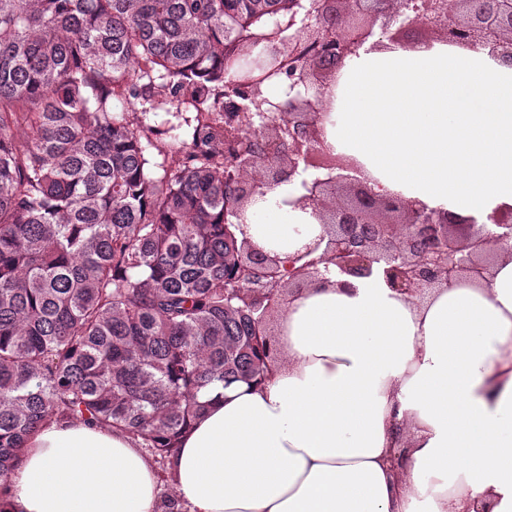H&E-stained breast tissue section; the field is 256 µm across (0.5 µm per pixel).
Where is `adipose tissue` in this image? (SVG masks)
Wrapping results in <instances>:
<instances>
[{
  "label": "adipose tissue",
  "mask_w": 512,
  "mask_h": 512,
  "mask_svg": "<svg viewBox=\"0 0 512 512\" xmlns=\"http://www.w3.org/2000/svg\"><path fill=\"white\" fill-rule=\"evenodd\" d=\"M326 149L375 191L487 232L512 206V66L440 41L363 47L320 114ZM299 180L246 210L238 239L305 250L327 225L291 206ZM489 275L405 297L335 273L285 301L281 358L212 398L162 494L129 436L82 420L28 439L9 512H512V240ZM406 451L403 469L388 462Z\"/></svg>",
  "instance_id": "obj_1"
}]
</instances>
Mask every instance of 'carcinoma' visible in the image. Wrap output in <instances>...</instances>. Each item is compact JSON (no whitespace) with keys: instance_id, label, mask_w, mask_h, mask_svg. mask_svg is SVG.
Masks as SVG:
<instances>
[{"instance_id":"1","label":"carcinoma","mask_w":512,"mask_h":512,"mask_svg":"<svg viewBox=\"0 0 512 512\" xmlns=\"http://www.w3.org/2000/svg\"><path fill=\"white\" fill-rule=\"evenodd\" d=\"M320 9L0 0V505L49 422L124 432L172 474L204 396L278 360L288 270L254 288L239 176L242 157L253 173L292 147L291 101L273 111L264 89L302 63L288 24ZM162 109L177 122L143 121Z\"/></svg>"}]
</instances>
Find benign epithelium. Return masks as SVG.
<instances>
[{"mask_svg":"<svg viewBox=\"0 0 512 512\" xmlns=\"http://www.w3.org/2000/svg\"><path fill=\"white\" fill-rule=\"evenodd\" d=\"M483 0H423L418 12L406 0H323V8L336 14V39L332 46L340 55L357 52L367 42L405 44L409 30L423 25L436 40L450 46L483 48L491 57L512 63V0H498L494 14L483 10ZM292 33L305 34L306 42H326L318 20L306 14L295 21ZM294 110L288 130L296 146L287 163L272 173L298 170L312 174L302 182L303 194L294 204L311 207L327 234L314 245L292 256L300 260L322 250L333 260L336 274L368 277L380 273L386 284L400 294L424 296L431 289L462 277L481 279L496 258L493 243L512 239V209L489 216L500 232L488 234L485 225L470 219L463 223L451 217L380 194L359 177L356 162L338 155L328 161L329 151L320 146L311 112L319 109L334 73L322 65V54L310 53L292 75Z\"/></svg>","mask_w":512,"mask_h":512,"instance_id":"1","label":"benign epithelium"}]
</instances>
